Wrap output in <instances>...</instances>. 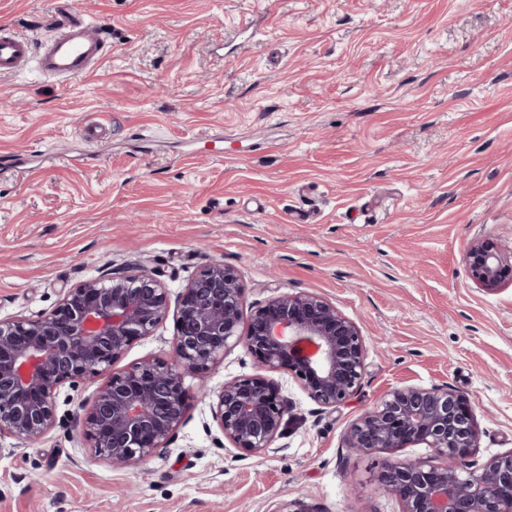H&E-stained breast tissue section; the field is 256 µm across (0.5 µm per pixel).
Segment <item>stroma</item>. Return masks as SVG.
Returning a JSON list of instances; mask_svg holds the SVG:
<instances>
[{"label": "stroma", "mask_w": 512, "mask_h": 512, "mask_svg": "<svg viewBox=\"0 0 512 512\" xmlns=\"http://www.w3.org/2000/svg\"><path fill=\"white\" fill-rule=\"evenodd\" d=\"M107 29L96 72L0 78V317L35 318L101 270L142 267L178 295L212 260L243 314L285 292L323 297L365 340L357 392L293 408L242 456L211 393L253 375L240 346L186 378L166 448L115 469L79 417L98 381L56 394L40 441L0 437V512H399L381 455L350 425L391 389L468 399L481 464L512 450V286L482 291L464 257L512 248V0H75ZM52 0H0L35 38ZM174 316L115 366L166 361Z\"/></svg>", "instance_id": "1"}]
</instances>
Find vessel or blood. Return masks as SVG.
Masks as SVG:
<instances>
[{
    "mask_svg": "<svg viewBox=\"0 0 512 512\" xmlns=\"http://www.w3.org/2000/svg\"><path fill=\"white\" fill-rule=\"evenodd\" d=\"M50 37L41 42L10 27L0 28V76L28 70L67 81L89 74L105 54L106 31L78 12L72 0H53Z\"/></svg>",
    "mask_w": 512,
    "mask_h": 512,
    "instance_id": "b4317fda",
    "label": "vessel or blood"
}]
</instances>
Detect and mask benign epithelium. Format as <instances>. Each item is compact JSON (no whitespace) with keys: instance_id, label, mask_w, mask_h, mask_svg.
Segmentation results:
<instances>
[{"instance_id":"1","label":"benign epithelium","mask_w":512,"mask_h":512,"mask_svg":"<svg viewBox=\"0 0 512 512\" xmlns=\"http://www.w3.org/2000/svg\"><path fill=\"white\" fill-rule=\"evenodd\" d=\"M471 281L483 291L512 282V252L477 241L466 252ZM170 309L168 289L146 268L105 269L68 289L35 319L0 318V436L41 440L56 421L55 397L67 383L108 374L81 422L92 456L124 468L148 460L182 423L188 376L217 366L243 346L256 373L216 394L212 416L224 439L245 456L263 454L282 432L289 400L272 374L286 370L324 409L353 396L365 364L360 329L327 300L308 293L268 299L243 324L236 272L214 260L177 300V334L168 362L113 368L129 343L148 336ZM474 407L446 387H397L351 425L349 448L384 453L381 489L400 512H512V450L481 466L462 463L478 446ZM431 450L413 462L393 457L411 445Z\"/></svg>"}]
</instances>
